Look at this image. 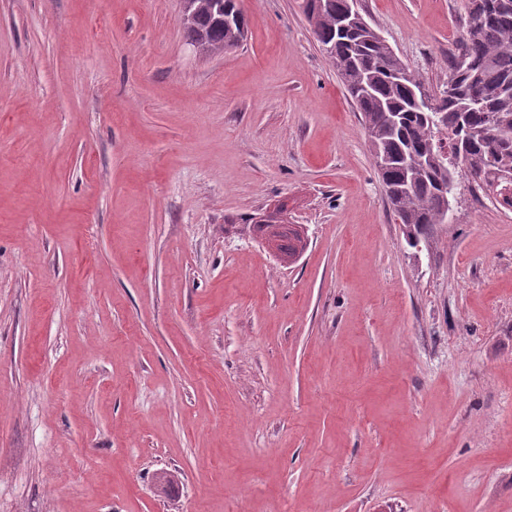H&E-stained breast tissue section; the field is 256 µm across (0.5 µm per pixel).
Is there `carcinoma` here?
Instances as JSON below:
<instances>
[{
    "label": "carcinoma",
    "mask_w": 512,
    "mask_h": 512,
    "mask_svg": "<svg viewBox=\"0 0 512 512\" xmlns=\"http://www.w3.org/2000/svg\"><path fill=\"white\" fill-rule=\"evenodd\" d=\"M465 8L468 23L449 64L438 122L412 99L419 75L365 18L340 26L347 0H304L308 24L362 114L387 201L411 246L445 223L444 194L458 160L471 164L485 196L512 207V0H465ZM191 12L184 38L202 53L221 55L243 41L247 22L233 20L242 13L239 0H194ZM475 88L483 93L477 106ZM413 155L425 165L406 168Z\"/></svg>",
    "instance_id": "cac0c4a2"
}]
</instances>
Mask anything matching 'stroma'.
I'll return each mask as SVG.
<instances>
[{
	"label": "stroma",
	"instance_id": "stroma-1",
	"mask_svg": "<svg viewBox=\"0 0 512 512\" xmlns=\"http://www.w3.org/2000/svg\"><path fill=\"white\" fill-rule=\"evenodd\" d=\"M301 4L0 0V512H512V209L410 247ZM360 8L443 89L463 0ZM191 5V0H181L180 22L189 20L191 10L192 18L182 28L185 40L194 43L189 44L193 50L201 53L202 49V53L207 55H221L240 45L247 22L238 0H194L192 9ZM236 14L242 15L240 26L234 20ZM262 221L267 222L268 228L264 238V243L278 256L288 258V263L291 259H295L303 250L305 238L304 231L301 226L296 224H288V217L283 215V210H277L275 213L263 216ZM288 239L283 243L285 238ZM293 244V250L285 255L281 252L280 246L284 252H288Z\"/></svg>",
	"mask_w": 512,
	"mask_h": 512
}]
</instances>
